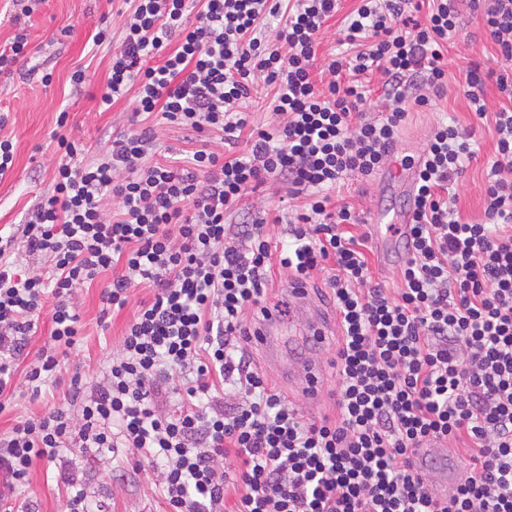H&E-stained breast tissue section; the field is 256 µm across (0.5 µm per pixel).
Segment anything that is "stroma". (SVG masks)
Returning <instances> with one entry per match:
<instances>
[{
	"label": "stroma",
	"mask_w": 512,
	"mask_h": 512,
	"mask_svg": "<svg viewBox=\"0 0 512 512\" xmlns=\"http://www.w3.org/2000/svg\"><path fill=\"white\" fill-rule=\"evenodd\" d=\"M127 0H43L25 24L30 55L21 60L12 74H0V113H8L0 136L12 139L16 146L15 165L0 178V227L23 223L27 214L42 196L53 190L54 170L59 156L51 133L56 128L59 112H68V125L82 138L89 158L110 149L113 140L130 128L131 97L115 101L111 110L99 111L97 101L106 84L112 50L95 46L92 36L101 20L112 23V39L122 36V12L128 11ZM478 62L492 67L496 53L492 43L482 35L456 37L448 44V90L429 109L410 110L393 154L392 170H401V160L417 156L424 149L428 134L440 121L474 124L475 118L463 95L465 70ZM51 74L50 84L30 78V70ZM83 70L85 81L76 85L71 75ZM480 151L475 160L466 164L458 180L457 208L461 217L471 223L484 220V183L489 161L494 157V144L487 128H479ZM196 146V135L189 130L166 124L157 127L155 148L148 154L151 163H164L170 158L184 157ZM340 201L349 203L365 223L377 217H391L394 212L407 210L410 191L401 181H387L384 172L369 177L353 176L336 190ZM111 273L100 275L92 284L83 286L76 295V304L83 324L84 341L65 362L66 371L80 370L88 377H98L106 358L118 355L122 330L133 314L132 308L100 323V295L111 282ZM303 323L282 318L278 339L282 349L275 360H268L257 346L248 351L255 367L268 383L293 403L302 398L288 381V368L295 357L315 354L321 358V394L316 405L304 406L306 417L334 415L336 409L327 396L335 382L331 360L336 350L337 333H330L316 351H309L304 340ZM64 387L43 390L34 398L18 389L9 409L0 413V435H7L21 420L41 415L60 403ZM72 464L91 505H106L108 512H164L165 504L151 467L132 469L125 455H117L107 463L104 454L94 450L74 453ZM57 468L44 462L32 470L29 483L22 486L17 502L38 501L41 512H65L67 493L56 484Z\"/></svg>",
	"instance_id": "1"
}]
</instances>
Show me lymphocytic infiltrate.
Returning a JSON list of instances; mask_svg holds the SVG:
<instances>
[{
  "label": "lymphocytic infiltrate",
  "instance_id": "f902f5d3",
  "mask_svg": "<svg viewBox=\"0 0 512 512\" xmlns=\"http://www.w3.org/2000/svg\"><path fill=\"white\" fill-rule=\"evenodd\" d=\"M341 2L202 0L195 10L132 0L100 107L133 93L134 116L193 130L199 145L187 160L149 163L148 125L82 165L86 148L59 114L51 194L25 224L0 228V413L18 386L36 397L67 389L61 406L0 437V512H14L41 461L58 464L68 512H90L62 462L90 448L127 449L135 469L151 463L167 512H224L230 486L236 512H512V0H359L338 31L349 53L318 65ZM470 17L497 54L496 67L471 63L463 85L476 119L493 121L485 220L448 206L477 156L476 129L439 123L422 154L402 161L413 171L400 229L408 258L388 288L372 275L368 233L344 232L358 213L330 192L386 166L410 106L443 93L448 42ZM375 74L378 117L368 114ZM261 85L273 92L267 128L243 106ZM491 85L505 98L492 114ZM272 180L307 199L284 241L256 214L227 221ZM20 252L40 271L18 264ZM329 267L336 415L316 421L274 392L244 344L249 317L270 312L277 276L304 288ZM108 271L101 317L135 309L120 353L101 380L62 379L61 357L83 339L75 293ZM139 287L152 295L132 302ZM46 312L50 344L25 361ZM166 391L176 408L160 404ZM438 435L468 462L445 505L413 465L419 443Z\"/></svg>",
  "mask_w": 512,
  "mask_h": 512
}]
</instances>
